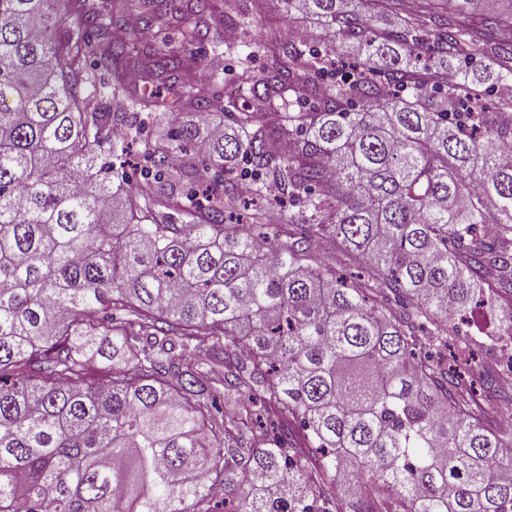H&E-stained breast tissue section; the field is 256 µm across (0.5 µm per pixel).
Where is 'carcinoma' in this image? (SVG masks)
<instances>
[{
  "label": "carcinoma",
  "instance_id": "carcinoma-1",
  "mask_svg": "<svg viewBox=\"0 0 512 512\" xmlns=\"http://www.w3.org/2000/svg\"><path fill=\"white\" fill-rule=\"evenodd\" d=\"M281 2L329 39L239 59L257 107L225 125L219 70L113 36L135 7L192 47L225 21L211 0H0V512H512V425L477 399L502 373L417 355L477 307L512 328V98L486 102L512 84V0H360L403 16L383 31ZM132 71L175 80L198 122L158 94L108 111ZM270 189L299 205L286 240L273 208L224 223ZM324 240L368 278L313 258ZM221 386L251 411L216 415Z\"/></svg>",
  "mask_w": 512,
  "mask_h": 512
}]
</instances>
